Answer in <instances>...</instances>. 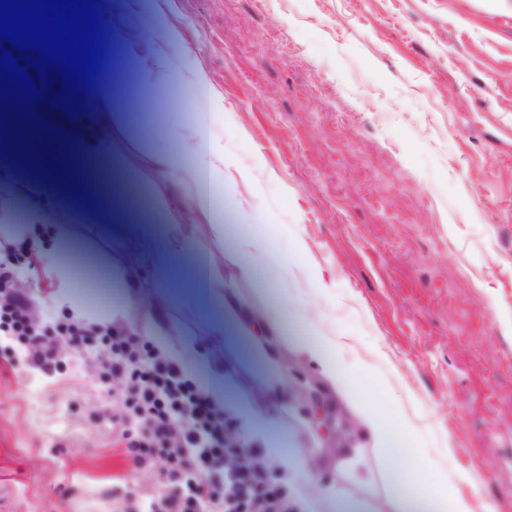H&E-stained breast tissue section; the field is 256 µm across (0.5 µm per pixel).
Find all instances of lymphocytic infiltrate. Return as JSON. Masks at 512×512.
Masks as SVG:
<instances>
[{"label":"lymphocytic infiltrate","mask_w":512,"mask_h":512,"mask_svg":"<svg viewBox=\"0 0 512 512\" xmlns=\"http://www.w3.org/2000/svg\"><path fill=\"white\" fill-rule=\"evenodd\" d=\"M16 251L13 241L0 239V335L23 346L30 366L47 374L60 365L56 337L67 339L75 353L101 358V385H121L122 411L112 431L133 470L158 476V490L137 502L113 494L112 512H222L227 490L233 512H295L271 480L262 446L252 445L246 462L223 468L224 459L239 455L227 445L235 431L227 406L176 358L117 323L36 319L30 297L14 288V271L5 263Z\"/></svg>","instance_id":"1"}]
</instances>
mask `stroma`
<instances>
[{"instance_id":"1","label":"stroma","mask_w":512,"mask_h":512,"mask_svg":"<svg viewBox=\"0 0 512 512\" xmlns=\"http://www.w3.org/2000/svg\"><path fill=\"white\" fill-rule=\"evenodd\" d=\"M101 2L111 111L35 101L30 113L77 132L85 151L106 149L140 209L122 216L117 245L104 217L80 221L63 207L59 180L12 175L0 178V236L29 239L28 225L6 222L15 212L80 223L78 236L47 238L50 252L81 253L98 272L78 280L74 302L134 330L151 316L162 330L155 344L197 365L219 395L251 391L273 369L232 317L214 333L223 296L201 306L180 279L141 285L166 259L142 249L136 227L170 217L169 180L141 159L175 151L192 160L193 144L170 131L209 113L213 147L248 177L232 189L213 178L211 211L183 220L268 236L271 255L243 280L231 245L193 238L174 263L200 278L223 258L244 302L259 313L280 307L268 339L282 368L273 436L290 451L322 446L299 483L342 484L336 512H389L382 436L366 421L375 414L400 447L446 471L473 512H512V0ZM309 267L322 271L330 299ZM14 272L38 317L66 315L70 303L40 260L24 253ZM103 285L121 311L96 305ZM129 293L144 308L124 307ZM318 318L348 337L342 362L368 368L360 385L328 392L345 431L323 440L301 388L324 380L304 350ZM57 349L66 365L46 375L0 340V512H112L113 492L157 488L113 439L120 406L93 362H74L65 342ZM350 446L367 460V485L336 470ZM464 472L473 482H458Z\"/></svg>"}]
</instances>
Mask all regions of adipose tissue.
<instances>
[{"mask_svg": "<svg viewBox=\"0 0 512 512\" xmlns=\"http://www.w3.org/2000/svg\"><path fill=\"white\" fill-rule=\"evenodd\" d=\"M175 141H187L195 146L198 159L195 163H185L175 153L155 154L149 157L148 164L152 168L165 173L170 181L180 190L179 205H186L193 210L205 212L210 208V197L204 190V183L215 174L224 171V154L212 148L207 135L205 123L183 125L172 130ZM188 286L196 299H204L208 294L226 295L227 307L237 312L246 332L252 335L253 344L258 355L270 365H277L270 348L264 341L277 327L279 314L276 310H267L263 316H256L254 310L242 303L234 291L228 290L224 282V268L221 264H211L203 280L189 281ZM341 345L339 338L332 335H318L307 346V352L316 360L328 383H335L339 378H347L349 383H359L365 376V367H358L354 372L343 373L332 359V352ZM276 381L265 379L259 382L260 401L241 397L232 402L231 411L238 415L246 429V442L262 441L268 447L269 455L277 460L282 468L285 483L291 484L295 476L305 471L310 459L316 457L317 449L304 448L292 453L278 447L270 433L274 423V411L270 405L272 396L278 391ZM381 465L391 477L393 486L390 500L393 512H473L467 498L460 495L455 487L449 484L447 477L433 472L422 485H415L414 476L422 468L421 457L412 456L408 449L396 447L392 438H385L384 447L379 451ZM291 497L298 503L301 512H335L338 494L335 486H313L310 493H301L293 488Z\"/></svg>", "mask_w": 512, "mask_h": 512, "instance_id": "obj_1", "label": "adipose tissue"}]
</instances>
